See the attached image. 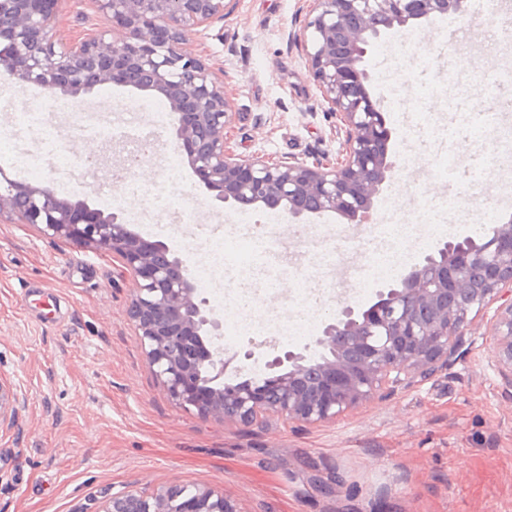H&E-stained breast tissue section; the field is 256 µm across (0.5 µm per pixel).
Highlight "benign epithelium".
<instances>
[{
	"mask_svg": "<svg viewBox=\"0 0 512 512\" xmlns=\"http://www.w3.org/2000/svg\"><path fill=\"white\" fill-rule=\"evenodd\" d=\"M112 30L57 36V0H0V75L46 96L77 100L97 87H131L159 97L177 115L173 143L198 185L240 209L277 207L293 223L335 214L362 224L397 169L392 130L370 93L361 63L380 38L412 22L465 12V0H307L303 48L328 108L348 128L332 166L271 162L226 149L232 114L224 81L184 47L183 33L225 16L224 0H97ZM120 260L132 279L128 316L143 355L169 397L204 418L252 424L277 417L321 425L448 368L470 323L495 303L489 333L495 366L512 387V217L479 239L448 241L410 267L363 310L345 306L323 323L317 359L269 345L259 380L224 379L223 350L205 339L222 321L192 280L190 265L161 241L131 231L123 218L50 182L11 180L0 170V219ZM20 397L0 383V419ZM100 512H241L211 488L170 484L150 495L105 496Z\"/></svg>",
	"mask_w": 512,
	"mask_h": 512,
	"instance_id": "obj_1",
	"label": "benign epithelium"
}]
</instances>
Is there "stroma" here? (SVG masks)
Here are the masks:
<instances>
[{
  "label": "stroma",
  "mask_w": 512,
  "mask_h": 512,
  "mask_svg": "<svg viewBox=\"0 0 512 512\" xmlns=\"http://www.w3.org/2000/svg\"><path fill=\"white\" fill-rule=\"evenodd\" d=\"M225 2L223 21L187 31L185 41L224 81L228 149L335 163L346 129L291 39L304 26L305 0ZM457 23L460 44H448L437 18L382 39L364 58L398 164L371 224L333 215L275 225L266 214L222 207L182 168L174 191L199 207L202 225L161 213L134 232L163 241L196 273L195 243L208 241L207 225H223L225 289L261 297L269 315L311 303L320 323L340 304L374 303L375 287L357 292L351 268L355 252L378 249L372 224L415 216L445 226L421 247L398 238L409 257L382 276L385 284L444 241L480 238L512 216V154L497 149L501 127L512 124V82L503 78L512 66V0H486L480 19ZM55 24L67 37L112 30L96 0H59ZM146 101L118 86L79 103L54 98L44 120L60 149L42 175L59 195L99 203L121 170L108 138L81 133L72 113L126 120ZM429 114L435 126L426 125ZM89 152L98 168H82ZM322 237L336 245L325 267L312 261ZM244 240L260 248L246 269L236 259ZM131 289L118 259L0 222V383L27 396L15 424L0 426V512H76L106 491L150 493L174 481L221 491L243 512H512V388L485 341L493 309L464 328L447 368L429 380L333 423L243 425L202 418L169 398L127 318ZM322 481L335 483V495L320 494Z\"/></svg>",
  "instance_id": "35a3bbf8"
}]
</instances>
